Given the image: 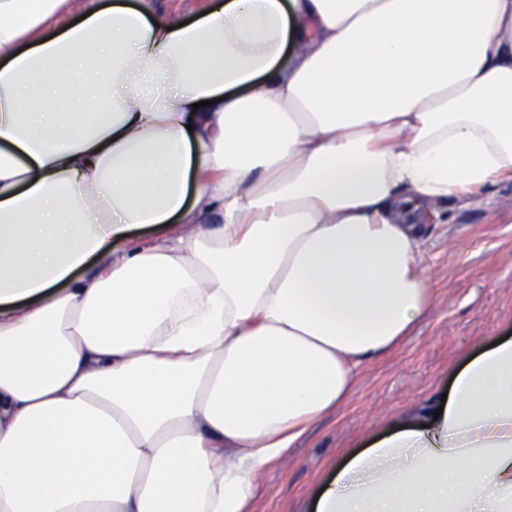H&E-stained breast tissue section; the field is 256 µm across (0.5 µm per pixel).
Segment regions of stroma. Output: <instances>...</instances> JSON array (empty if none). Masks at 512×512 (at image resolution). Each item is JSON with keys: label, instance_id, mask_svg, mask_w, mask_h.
<instances>
[{"label": "stroma", "instance_id": "obj_1", "mask_svg": "<svg viewBox=\"0 0 512 512\" xmlns=\"http://www.w3.org/2000/svg\"><path fill=\"white\" fill-rule=\"evenodd\" d=\"M438 212L424 242L428 313L398 348L361 368L336 413L264 470L254 512H304L337 464L397 417L441 398L469 355L512 336V183L476 199L449 197Z\"/></svg>", "mask_w": 512, "mask_h": 512}]
</instances>
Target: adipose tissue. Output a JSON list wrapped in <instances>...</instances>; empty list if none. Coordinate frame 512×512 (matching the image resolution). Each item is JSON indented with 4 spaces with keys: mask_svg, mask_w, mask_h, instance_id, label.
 <instances>
[{
    "mask_svg": "<svg viewBox=\"0 0 512 512\" xmlns=\"http://www.w3.org/2000/svg\"><path fill=\"white\" fill-rule=\"evenodd\" d=\"M75 2L0 0V512H253L512 182V0ZM309 510L512 512V336Z\"/></svg>",
    "mask_w": 512,
    "mask_h": 512,
    "instance_id": "adipose-tissue-1",
    "label": "adipose tissue"
}]
</instances>
